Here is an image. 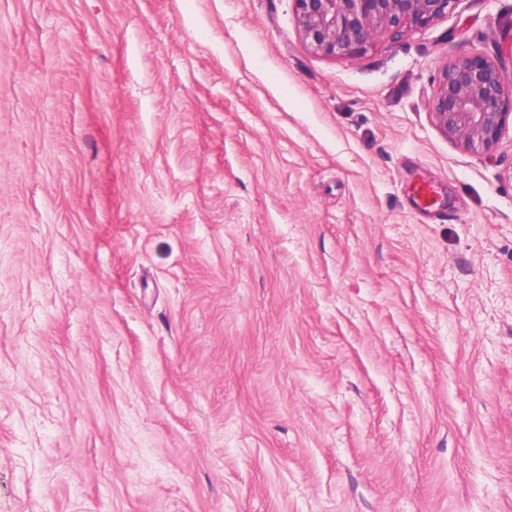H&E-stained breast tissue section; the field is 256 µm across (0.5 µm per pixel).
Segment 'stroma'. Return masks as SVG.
I'll use <instances>...</instances> for the list:
<instances>
[{
	"label": "stroma",
	"mask_w": 512,
	"mask_h": 512,
	"mask_svg": "<svg viewBox=\"0 0 512 512\" xmlns=\"http://www.w3.org/2000/svg\"><path fill=\"white\" fill-rule=\"evenodd\" d=\"M509 26L0 0V512H512V126L431 108ZM295 24L315 56L354 57L377 37L447 17L458 0H294Z\"/></svg>",
	"instance_id": "obj_1"
}]
</instances>
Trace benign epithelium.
<instances>
[{
  "label": "benign epithelium",
  "instance_id": "benign-epithelium-1",
  "mask_svg": "<svg viewBox=\"0 0 512 512\" xmlns=\"http://www.w3.org/2000/svg\"><path fill=\"white\" fill-rule=\"evenodd\" d=\"M457 0H295V24L315 56L354 57L377 37L422 28L448 16ZM439 129L456 145L490 153L512 120V74L505 58L452 59L432 100Z\"/></svg>",
  "mask_w": 512,
  "mask_h": 512
}]
</instances>
